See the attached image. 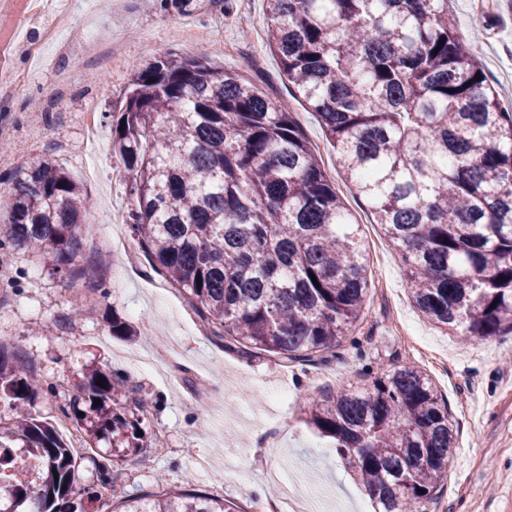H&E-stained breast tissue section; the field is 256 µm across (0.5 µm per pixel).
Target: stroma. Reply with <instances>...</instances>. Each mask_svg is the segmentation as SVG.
Wrapping results in <instances>:
<instances>
[{
  "instance_id": "35a3bbf8",
  "label": "stroma",
  "mask_w": 512,
  "mask_h": 512,
  "mask_svg": "<svg viewBox=\"0 0 512 512\" xmlns=\"http://www.w3.org/2000/svg\"><path fill=\"white\" fill-rule=\"evenodd\" d=\"M448 7L501 104L512 105V0H449ZM267 25V0H189L183 10L169 0H0V73L12 80L0 87V128L10 133L0 159V197L25 157L56 160L90 197L86 249L101 248L97 226L122 223L133 206L127 182L112 178L123 163L112 151L110 112L135 71L158 53L198 55L246 76L292 112L359 223L369 262L363 316L335 359L303 368L224 351L142 251L113 263L96 291L53 274L39 253L14 255L18 286L0 290V340L20 349L38 373L33 411L49 420L59 416L72 380L94 360L140 387L147 446L139 456L114 461L118 477L105 487L92 464L82 466L81 484L100 496L89 512L155 493L161 476L246 508L270 500L271 485L254 463L259 426L272 415L287 421L288 433L261 452L316 512H374L335 439L306 423L300 398L410 364L433 380L458 427L447 484L427 512H512V339L465 341L415 308L399 251L374 224L315 117L296 99L269 49ZM85 32L96 37L97 52L73 50ZM90 111L103 151L93 181L82 173ZM77 301L84 312L74 318ZM110 314L140 331L142 341L109 335ZM202 456L212 459L211 469L198 467Z\"/></svg>"
}]
</instances>
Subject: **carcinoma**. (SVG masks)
Listing matches in <instances>:
<instances>
[{"label":"carcinoma","instance_id":"cac0c4a2","mask_svg":"<svg viewBox=\"0 0 512 512\" xmlns=\"http://www.w3.org/2000/svg\"><path fill=\"white\" fill-rule=\"evenodd\" d=\"M268 44L400 250L417 309L466 338L511 335L512 110L476 78L448 0H268ZM112 150L134 196L133 238L212 340L306 366L335 357L363 314L367 256L292 113L236 71L162 52L133 75ZM90 206L63 167L27 158L0 199V253L36 250L55 273L100 287L104 252L83 253ZM106 326L134 334L116 316ZM34 381L23 353L0 342V506L86 512L98 491L78 486L80 458L52 422L19 412ZM74 390L62 413L88 447L111 446L97 462L108 485L112 457L144 449V403L101 365ZM304 413L383 512H426L442 494L457 426L420 369L397 366ZM158 488L123 512H239L200 490Z\"/></svg>","mask_w":512,"mask_h":512}]
</instances>
